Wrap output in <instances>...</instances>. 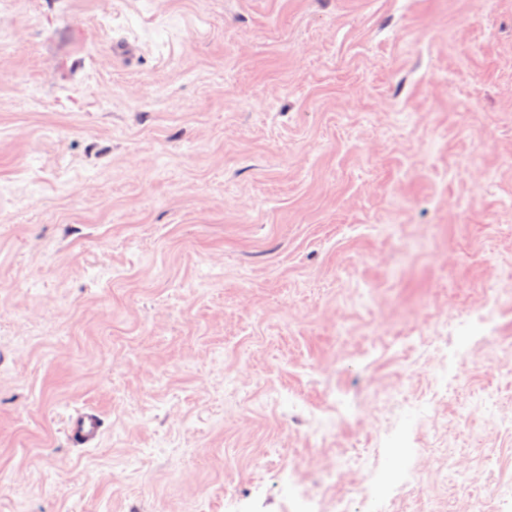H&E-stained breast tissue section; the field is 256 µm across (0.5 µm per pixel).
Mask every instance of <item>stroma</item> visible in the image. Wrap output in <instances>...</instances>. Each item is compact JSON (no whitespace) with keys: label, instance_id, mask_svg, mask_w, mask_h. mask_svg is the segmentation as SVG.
Segmentation results:
<instances>
[{"label":"stroma","instance_id":"1","mask_svg":"<svg viewBox=\"0 0 512 512\" xmlns=\"http://www.w3.org/2000/svg\"><path fill=\"white\" fill-rule=\"evenodd\" d=\"M371 498L512 512V0H0V512ZM66 431L72 441L82 446H89L100 437L101 423L96 412L82 409L68 418Z\"/></svg>","mask_w":512,"mask_h":512}]
</instances>
